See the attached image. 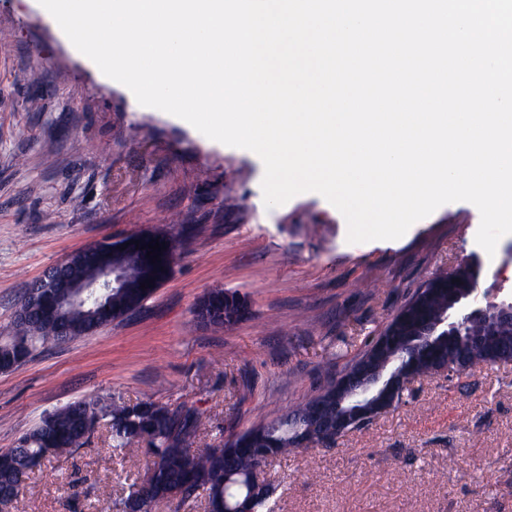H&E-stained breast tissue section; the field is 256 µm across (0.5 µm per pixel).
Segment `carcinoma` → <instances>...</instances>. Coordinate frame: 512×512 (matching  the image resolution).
<instances>
[{
    "label": "carcinoma",
    "instance_id": "carcinoma-1",
    "mask_svg": "<svg viewBox=\"0 0 512 512\" xmlns=\"http://www.w3.org/2000/svg\"><path fill=\"white\" fill-rule=\"evenodd\" d=\"M136 252V245L132 243L125 250L113 253V261L125 264L130 276L128 287L112 294L109 300L117 314L142 308L172 274L173 267L166 255L143 269L136 266ZM479 270L480 261L473 256L453 270L451 276L435 275L398 309L360 359H369L374 370L382 371L384 383L408 371L420 380L447 364L463 374L478 366L512 362L511 321L489 326L483 319L474 318L456 330L437 326L450 310L470 299ZM147 279L153 280V287L141 288V283ZM247 310L246 300L238 293L215 289L198 302L195 316L201 320L222 313L224 325L230 326ZM67 318L73 338L100 329L99 325L88 321L90 313L84 309L68 311ZM57 342L54 328L33 311L28 315L27 324L20 326L3 347L12 350V365L18 366L37 346ZM319 400L324 401L327 415L336 416V394L328 382L305 402L244 431L257 447L265 450L261 463L267 465L293 452L305 436L317 446L336 443L334 439L312 433L310 410ZM202 418L203 412L191 407L169 408L152 402L129 405L120 398L107 401L91 397L71 402L44 415L34 429L19 439L17 447L0 455V487L12 482L14 472L22 467H39L52 457L82 447L99 428L107 430L112 451L117 455L134 443L141 431L149 428L152 432L150 464L161 483L150 484L145 475L137 478L127 495L112 500L107 512H127L138 500L145 503L162 492L175 490L184 491L180 497L183 502L191 500L192 492L201 490L212 512H224V503L232 504L235 497L248 493L253 472L261 463L243 455L230 465L224 464V453L229 449L227 440L201 453L194 452L191 439Z\"/></svg>",
    "mask_w": 512,
    "mask_h": 512
}]
</instances>
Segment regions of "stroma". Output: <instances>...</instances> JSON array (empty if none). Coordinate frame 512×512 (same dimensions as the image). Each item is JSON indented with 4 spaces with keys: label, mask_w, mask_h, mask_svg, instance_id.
Segmentation results:
<instances>
[{
    "label": "stroma",
    "mask_w": 512,
    "mask_h": 512,
    "mask_svg": "<svg viewBox=\"0 0 512 512\" xmlns=\"http://www.w3.org/2000/svg\"><path fill=\"white\" fill-rule=\"evenodd\" d=\"M253 152L136 103L31 5L0 0V337L29 282L103 238L163 230L171 278L143 309L0 372V452L44 413L88 396L204 412L197 449L266 422L341 374L435 274L471 255L479 292L512 296V235L476 243L468 202L396 240L351 244L315 192L266 208ZM251 313L200 323L211 289ZM145 470L141 443L112 453L105 430L35 468L12 512H103ZM277 512H512V363L418 380L395 409L330 448L266 468Z\"/></svg>",
    "instance_id": "35a3bbf8"
}]
</instances>
